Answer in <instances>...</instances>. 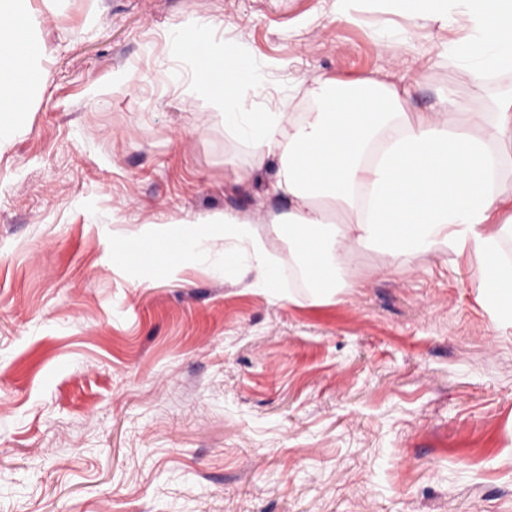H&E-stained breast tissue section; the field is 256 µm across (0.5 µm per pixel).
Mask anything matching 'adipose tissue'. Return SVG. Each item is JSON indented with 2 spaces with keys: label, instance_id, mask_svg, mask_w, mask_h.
<instances>
[{
  "label": "adipose tissue",
  "instance_id": "obj_1",
  "mask_svg": "<svg viewBox=\"0 0 512 512\" xmlns=\"http://www.w3.org/2000/svg\"><path fill=\"white\" fill-rule=\"evenodd\" d=\"M398 11L464 30L448 45L475 92L496 74L512 72V0H389ZM31 0H0V141L26 119L27 96L45 81L36 64L43 45L34 35ZM25 52L28 77L15 81L11 60ZM223 48L209 44L213 77L195 75L190 100L224 112V130L258 158L275 161L268 192L288 211L271 217L287 237L312 296L328 299L346 288L344 267L359 248L379 247L391 260L447 247L469 250L481 264L477 289L499 323L512 326V266L498 254L495 225L512 207L497 189L512 151V92L484 102L441 93L430 111L409 107L410 87L367 77L345 83L316 78L305 91V112H256L243 88L258 91L253 71L224 66ZM256 214L233 212L201 221L157 225L178 251L158 255L177 266L210 242L221 270L246 266L253 286L278 287Z\"/></svg>",
  "mask_w": 512,
  "mask_h": 512
}]
</instances>
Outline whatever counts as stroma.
I'll list each match as a JSON object with an SVG mask.
<instances>
[{"label": "stroma", "mask_w": 512, "mask_h": 512, "mask_svg": "<svg viewBox=\"0 0 512 512\" xmlns=\"http://www.w3.org/2000/svg\"><path fill=\"white\" fill-rule=\"evenodd\" d=\"M207 20L264 73L259 110L303 111L322 75H413L417 111L470 92L453 31L377 0H64L0 147V512H512V327L473 254L363 248L361 289L327 300L268 224L274 293L205 246L116 260L157 224L288 209L273 161L182 102L196 64L173 37Z\"/></svg>", "instance_id": "35a3bbf8"}]
</instances>
